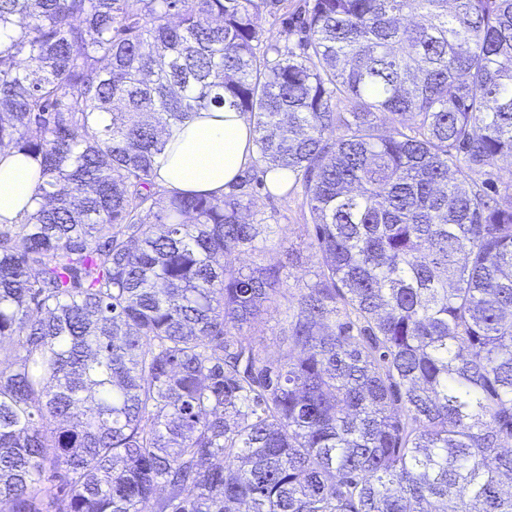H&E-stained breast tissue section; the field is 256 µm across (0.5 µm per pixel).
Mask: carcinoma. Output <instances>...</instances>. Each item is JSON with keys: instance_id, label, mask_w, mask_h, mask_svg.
<instances>
[{"instance_id": "carcinoma-1", "label": "carcinoma", "mask_w": 512, "mask_h": 512, "mask_svg": "<svg viewBox=\"0 0 512 512\" xmlns=\"http://www.w3.org/2000/svg\"><path fill=\"white\" fill-rule=\"evenodd\" d=\"M0 0L9 512H512V0ZM301 184L316 280L288 361L245 329L278 267L246 192L151 172L193 113ZM389 129L380 131V123ZM304 0H280L277 3V9L272 10V13H266V19L264 23L265 29L278 36L280 31L283 30V19L287 16L288 18L291 13L295 12L300 6H302ZM37 163L15 149L0 150V224H15L37 208Z\"/></svg>"}]
</instances>
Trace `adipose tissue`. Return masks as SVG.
<instances>
[{"mask_svg":"<svg viewBox=\"0 0 512 512\" xmlns=\"http://www.w3.org/2000/svg\"><path fill=\"white\" fill-rule=\"evenodd\" d=\"M167 149L152 180L169 191L222 195L255 158L252 128L242 114L193 113L165 134ZM37 163L14 149L0 150V224L17 223L36 209Z\"/></svg>","mask_w":512,"mask_h":512,"instance_id":"adipose-tissue-1","label":"adipose tissue"}]
</instances>
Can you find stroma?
Returning <instances> with one entry per match:
<instances>
[{"label": "stroma", "instance_id": "stroma-1", "mask_svg": "<svg viewBox=\"0 0 512 512\" xmlns=\"http://www.w3.org/2000/svg\"><path fill=\"white\" fill-rule=\"evenodd\" d=\"M265 169L264 163H251L244 171L243 178L251 183V204L246 213L247 219H258L278 227V233L266 247L255 252H232L226 261L234 267L249 268L260 265H282L283 286L274 303L263 312L248 328V336L271 362H280L288 357V347L283 342L284 310L288 300L295 294L300 283L313 281L318 270L315 250L311 245L308 230L312 219L307 208L302 205L303 194L293 191L290 194H272L268 189L258 187ZM298 258L296 265H286L287 253Z\"/></svg>", "mask_w": 512, "mask_h": 512}]
</instances>
